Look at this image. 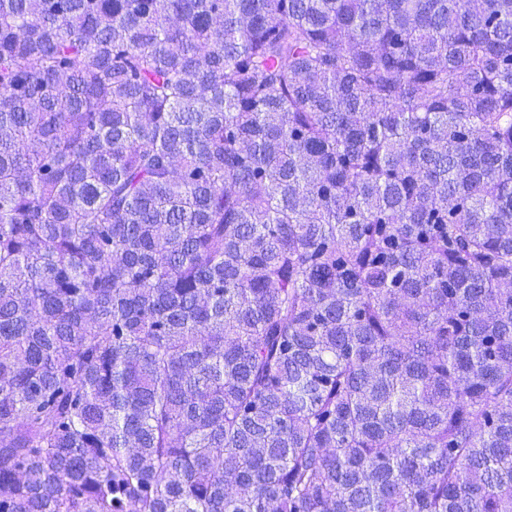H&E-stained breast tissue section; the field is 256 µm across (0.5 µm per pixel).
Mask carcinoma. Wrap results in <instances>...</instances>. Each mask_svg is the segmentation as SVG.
<instances>
[{
  "instance_id": "cac0c4a2",
  "label": "carcinoma",
  "mask_w": 512,
  "mask_h": 512,
  "mask_svg": "<svg viewBox=\"0 0 512 512\" xmlns=\"http://www.w3.org/2000/svg\"><path fill=\"white\" fill-rule=\"evenodd\" d=\"M0 512H512V0H0Z\"/></svg>"
}]
</instances>
